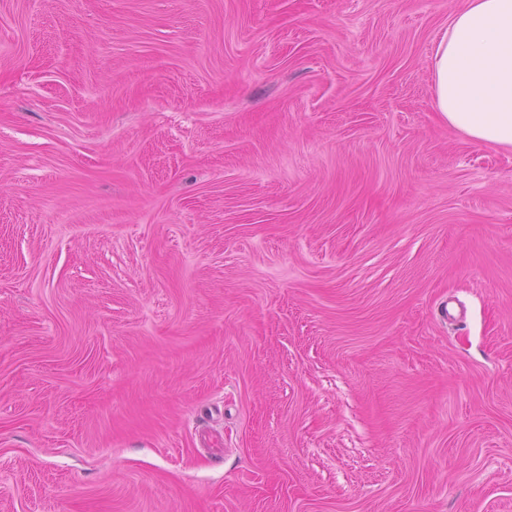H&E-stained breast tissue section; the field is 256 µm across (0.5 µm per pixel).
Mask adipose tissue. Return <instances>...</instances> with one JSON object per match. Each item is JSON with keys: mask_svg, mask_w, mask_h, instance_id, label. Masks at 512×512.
Segmentation results:
<instances>
[{"mask_svg": "<svg viewBox=\"0 0 512 512\" xmlns=\"http://www.w3.org/2000/svg\"><path fill=\"white\" fill-rule=\"evenodd\" d=\"M433 107L472 142L512 149V0H466L431 60Z\"/></svg>", "mask_w": 512, "mask_h": 512, "instance_id": "adipose-tissue-1", "label": "adipose tissue"}]
</instances>
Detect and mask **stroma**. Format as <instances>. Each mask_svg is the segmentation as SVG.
I'll list each match as a JSON object with an SVG mask.
<instances>
[{
  "instance_id": "stroma-1",
  "label": "stroma",
  "mask_w": 512,
  "mask_h": 512,
  "mask_svg": "<svg viewBox=\"0 0 512 512\" xmlns=\"http://www.w3.org/2000/svg\"><path fill=\"white\" fill-rule=\"evenodd\" d=\"M463 4L0 0V512H512Z\"/></svg>"
}]
</instances>
